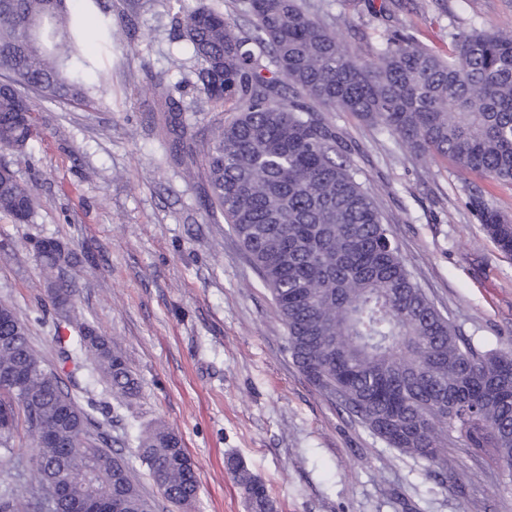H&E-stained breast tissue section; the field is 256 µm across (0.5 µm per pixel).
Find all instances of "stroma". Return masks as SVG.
I'll use <instances>...</instances> for the list:
<instances>
[{"instance_id": "1", "label": "stroma", "mask_w": 512, "mask_h": 512, "mask_svg": "<svg viewBox=\"0 0 512 512\" xmlns=\"http://www.w3.org/2000/svg\"><path fill=\"white\" fill-rule=\"evenodd\" d=\"M202 0H102L121 37L105 61L108 86L92 107L43 102L42 133L24 151L0 149L34 186L29 223L0 214V300L12 304L45 366L126 457L133 425L174 428L200 489L184 512H249L226 461L241 460L275 512H512V470L471 449L444 469L385 447L334 407L298 370L269 291L228 224L205 209L203 180L168 156L163 95L189 105L197 142L211 136L212 105L174 17ZM337 37L369 55L402 27L451 53L452 35L478 25L512 30V0H406L382 19L380 0H309ZM167 76L165 89L150 77ZM371 190L414 281L482 350L512 348V259L484 234L468 201L482 192L512 217V184L459 174L442 159L405 156L398 137L348 112L330 115ZM54 238L79 254L71 270L79 318L128 356L141 380L133 401L88 371L65 373L72 333L48 301L35 243ZM33 438L20 432L0 487L34 485Z\"/></svg>"}]
</instances>
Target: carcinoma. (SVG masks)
I'll return each instance as SVG.
<instances>
[{
  "label": "carcinoma",
  "instance_id": "cac0c4a2",
  "mask_svg": "<svg viewBox=\"0 0 512 512\" xmlns=\"http://www.w3.org/2000/svg\"><path fill=\"white\" fill-rule=\"evenodd\" d=\"M244 32L219 3L178 21L216 115L212 138L184 145L189 108L166 97L172 157L201 173L206 208L224 217L248 253L288 333L299 370L331 403L386 447L448 464L460 444L512 469V356L476 348L412 279L374 196L346 160L350 147L327 114L351 112L396 135L419 157L512 183V31L474 25L453 34V53L398 29L362 58L297 0H249ZM98 51H84L89 22ZM115 35L101 0H0V149L22 151L40 136L37 102H92L86 71ZM233 117L226 121L224 113ZM33 188L0 166V213L29 222ZM469 207L501 252L512 256V220L474 194ZM58 315L76 322L62 362L92 367L112 393L132 400L140 379L126 354L76 321L66 274L74 253H38ZM0 456L14 455L19 425L34 438L40 485L0 494V512H83L93 497L118 496L125 512H154L133 467L105 431L43 366L26 324L0 303ZM137 458L163 496H198L195 465L163 422L138 437ZM227 469L249 512H273L265 486L239 460Z\"/></svg>",
  "mask_w": 512,
  "mask_h": 512
}]
</instances>
